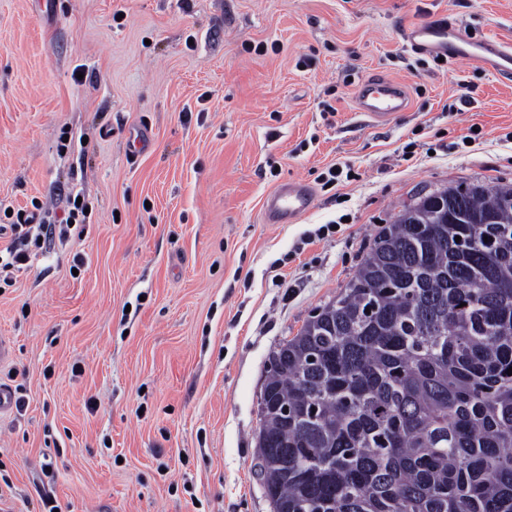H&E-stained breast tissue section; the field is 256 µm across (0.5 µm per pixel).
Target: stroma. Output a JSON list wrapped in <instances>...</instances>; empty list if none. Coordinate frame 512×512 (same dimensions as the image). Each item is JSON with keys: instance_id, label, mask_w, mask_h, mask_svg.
Returning a JSON list of instances; mask_svg holds the SVG:
<instances>
[{"instance_id": "1", "label": "stroma", "mask_w": 512, "mask_h": 512, "mask_svg": "<svg viewBox=\"0 0 512 512\" xmlns=\"http://www.w3.org/2000/svg\"><path fill=\"white\" fill-rule=\"evenodd\" d=\"M440 19L512 44V0H0V225L67 189L89 210L0 290V385L26 401L0 414V505L272 512V352L405 204L512 184V77L410 52ZM371 77L404 85L391 121L356 110ZM292 178L312 209L264 223Z\"/></svg>"}]
</instances>
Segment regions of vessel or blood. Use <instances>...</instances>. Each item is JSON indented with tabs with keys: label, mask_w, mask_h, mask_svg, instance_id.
Listing matches in <instances>:
<instances>
[{
	"label": "vessel or blood",
	"mask_w": 512,
	"mask_h": 512,
	"mask_svg": "<svg viewBox=\"0 0 512 512\" xmlns=\"http://www.w3.org/2000/svg\"><path fill=\"white\" fill-rule=\"evenodd\" d=\"M408 48L417 54H438L460 61H477L498 74L512 73V46L492 39L464 34L455 24L438 21L419 24L405 33ZM407 107L402 84L392 78H370L357 91V109L373 121H381ZM313 204L311 191L293 180L268 195L263 203L266 223L282 224L307 213Z\"/></svg>",
	"instance_id": "1"
}]
</instances>
